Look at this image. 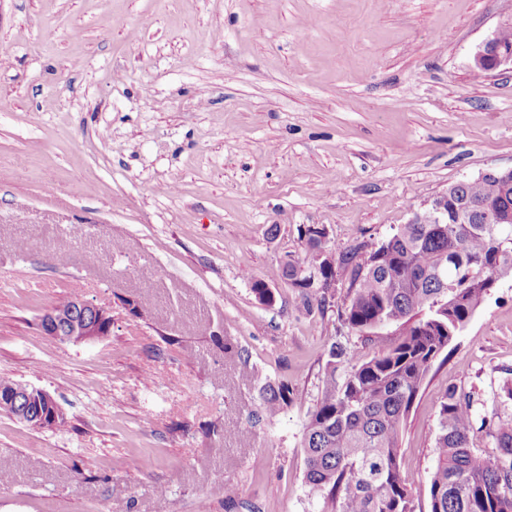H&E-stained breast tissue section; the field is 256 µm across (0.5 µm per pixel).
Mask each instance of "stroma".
Returning a JSON list of instances; mask_svg holds the SVG:
<instances>
[{
  "instance_id": "obj_1",
  "label": "stroma",
  "mask_w": 512,
  "mask_h": 512,
  "mask_svg": "<svg viewBox=\"0 0 512 512\" xmlns=\"http://www.w3.org/2000/svg\"><path fill=\"white\" fill-rule=\"evenodd\" d=\"M512 0H0V378L65 414L0 413V512H323L302 439L331 342L393 343L276 281L299 226L378 243L464 177L512 168V70L473 52ZM278 225L270 236V225ZM123 242L115 251L114 242ZM79 288L112 332L40 315ZM292 403L259 406L267 382ZM512 275L437 359L401 433L427 480L446 389L512 413ZM0 385H12L0 386L1 414L34 429L54 428L64 421L59 404L47 391L9 379H0ZM293 401V390L287 382L267 384L260 392V407L267 414L274 415L288 407Z\"/></svg>"
}]
</instances>
